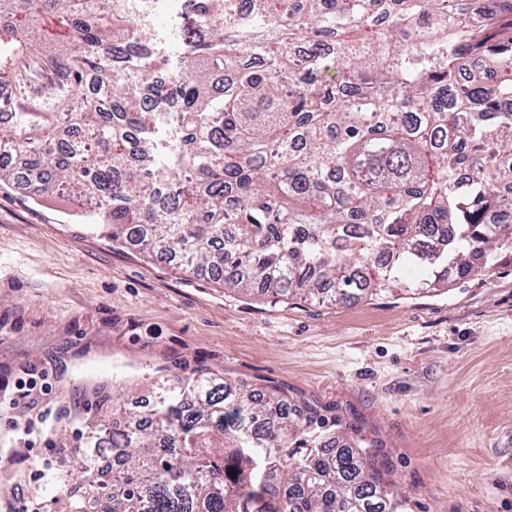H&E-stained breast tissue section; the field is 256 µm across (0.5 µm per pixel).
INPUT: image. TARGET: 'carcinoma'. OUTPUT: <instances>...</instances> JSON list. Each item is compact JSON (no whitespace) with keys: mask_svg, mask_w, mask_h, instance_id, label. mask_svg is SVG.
<instances>
[{"mask_svg":"<svg viewBox=\"0 0 512 512\" xmlns=\"http://www.w3.org/2000/svg\"><path fill=\"white\" fill-rule=\"evenodd\" d=\"M0 90V181L227 290L340 302L512 254V0H203L172 35L147 0H0ZM113 411L122 491L99 434L74 462L100 512H413L375 442L276 393L201 369L147 426Z\"/></svg>","mask_w":512,"mask_h":512,"instance_id":"obj_1","label":"carcinoma"}]
</instances>
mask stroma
I'll return each instance as SVG.
<instances>
[{
	"instance_id": "stroma-1",
	"label": "stroma",
	"mask_w": 512,
	"mask_h": 512,
	"mask_svg": "<svg viewBox=\"0 0 512 512\" xmlns=\"http://www.w3.org/2000/svg\"><path fill=\"white\" fill-rule=\"evenodd\" d=\"M81 209L0 181V402L34 374L50 386L0 411V488L57 449L75 460L113 404L205 366L379 441L414 512H512V255L438 291L277 303L113 239ZM51 407L45 437L14 432ZM83 485L58 466L43 512H68Z\"/></svg>"
}]
</instances>
